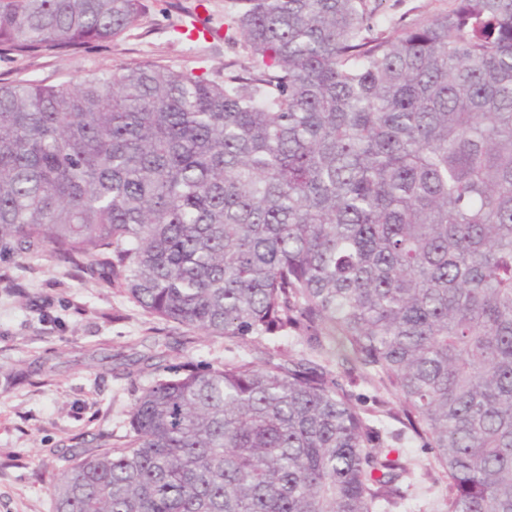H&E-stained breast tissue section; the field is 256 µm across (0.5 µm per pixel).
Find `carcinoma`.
<instances>
[{
    "mask_svg": "<svg viewBox=\"0 0 512 512\" xmlns=\"http://www.w3.org/2000/svg\"><path fill=\"white\" fill-rule=\"evenodd\" d=\"M384 0H235L251 65L0 85V258L46 248L167 324L295 333L396 393L448 512H512V0L386 34ZM143 0H0V52ZM54 512H377L409 473L303 355L163 377Z\"/></svg>",
    "mask_w": 512,
    "mask_h": 512,
    "instance_id": "carcinoma-1",
    "label": "carcinoma"
}]
</instances>
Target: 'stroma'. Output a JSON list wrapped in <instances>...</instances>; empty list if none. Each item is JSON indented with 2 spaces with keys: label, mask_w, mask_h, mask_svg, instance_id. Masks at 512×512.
Instances as JSON below:
<instances>
[{
  "label": "stroma",
  "mask_w": 512,
  "mask_h": 512,
  "mask_svg": "<svg viewBox=\"0 0 512 512\" xmlns=\"http://www.w3.org/2000/svg\"><path fill=\"white\" fill-rule=\"evenodd\" d=\"M121 37L67 51L0 54V84L53 85L153 62L222 75L248 62L227 38L234 0H145ZM451 0H386L390 30L446 13ZM210 35H203V28ZM305 354L358 396L375 450L398 449L411 469L384 512H446L448 481L432 451L401 422L402 403L350 369L333 350L302 337L227 339L169 328L122 289L58 260L51 250L0 261V512H53L51 487L65 459L119 442L129 411L165 367L223 366L259 352Z\"/></svg>",
  "instance_id": "stroma-1"
}]
</instances>
